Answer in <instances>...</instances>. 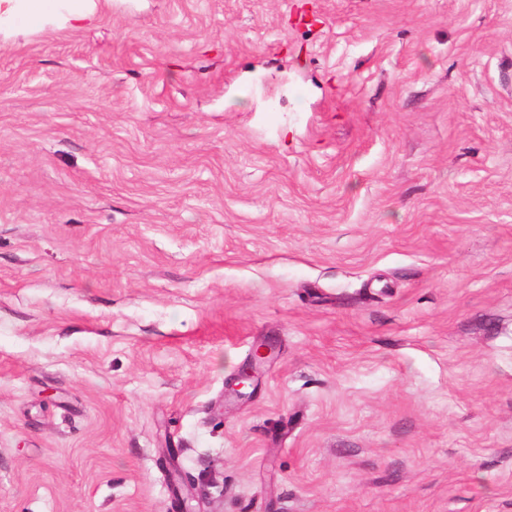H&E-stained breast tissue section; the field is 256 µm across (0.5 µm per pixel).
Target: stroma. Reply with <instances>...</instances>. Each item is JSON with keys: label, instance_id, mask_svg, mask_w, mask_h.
I'll return each instance as SVG.
<instances>
[{"label": "stroma", "instance_id": "stroma-1", "mask_svg": "<svg viewBox=\"0 0 512 512\" xmlns=\"http://www.w3.org/2000/svg\"><path fill=\"white\" fill-rule=\"evenodd\" d=\"M179 497L512 512V0L0 44V512ZM274 348L272 343L264 342L254 350L248 365L242 369L238 376V385L241 388L245 387L248 382L250 386L253 384L256 370L271 358Z\"/></svg>", "mask_w": 512, "mask_h": 512}]
</instances>
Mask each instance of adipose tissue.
Returning a JSON list of instances; mask_svg holds the SVG:
<instances>
[{"label": "adipose tissue", "mask_w": 512, "mask_h": 512, "mask_svg": "<svg viewBox=\"0 0 512 512\" xmlns=\"http://www.w3.org/2000/svg\"><path fill=\"white\" fill-rule=\"evenodd\" d=\"M101 12L102 0H0V41L49 26L90 25Z\"/></svg>", "instance_id": "1"}]
</instances>
